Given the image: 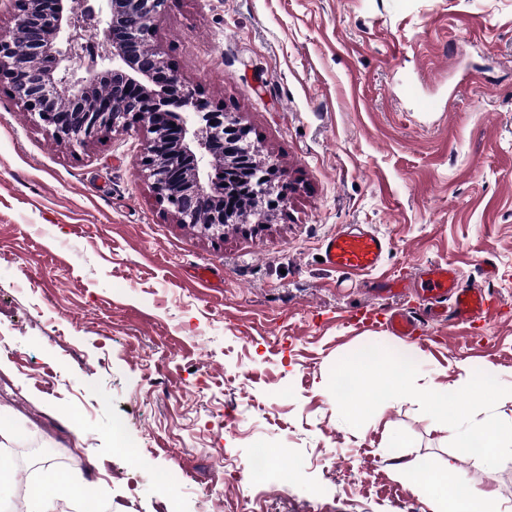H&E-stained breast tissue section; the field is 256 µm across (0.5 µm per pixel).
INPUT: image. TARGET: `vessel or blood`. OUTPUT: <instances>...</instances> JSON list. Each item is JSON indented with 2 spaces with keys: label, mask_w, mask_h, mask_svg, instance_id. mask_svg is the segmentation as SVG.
I'll return each instance as SVG.
<instances>
[{
  "label": "vessel or blood",
  "mask_w": 512,
  "mask_h": 512,
  "mask_svg": "<svg viewBox=\"0 0 512 512\" xmlns=\"http://www.w3.org/2000/svg\"><path fill=\"white\" fill-rule=\"evenodd\" d=\"M388 243L379 234L343 229L324 241V261L332 269L352 275L375 270L383 261ZM421 286L432 303L415 317L403 310L391 311L389 329L400 336L416 335L422 320L441 317V303H449L452 317L461 322L484 318L493 313L491 299L485 292L462 284L459 270L452 265L435 264L422 272Z\"/></svg>",
  "instance_id": "obj_1"
}]
</instances>
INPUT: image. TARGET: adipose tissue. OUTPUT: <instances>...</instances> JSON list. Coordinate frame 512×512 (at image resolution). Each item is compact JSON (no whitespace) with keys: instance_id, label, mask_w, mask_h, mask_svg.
Instances as JSON below:
<instances>
[{"instance_id":"obj_1","label":"adipose tissue","mask_w":512,"mask_h":512,"mask_svg":"<svg viewBox=\"0 0 512 512\" xmlns=\"http://www.w3.org/2000/svg\"><path fill=\"white\" fill-rule=\"evenodd\" d=\"M450 466L414 463L402 468L401 474L419 490L436 498L438 512H471L470 505L481 493L467 480H449ZM86 500L88 485L81 473L62 472L55 467L43 468L38 485L29 496V512H55L57 497Z\"/></svg>"}]
</instances>
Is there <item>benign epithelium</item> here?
I'll use <instances>...</instances> for the list:
<instances>
[{
	"instance_id": "benign-epithelium-1",
	"label": "benign epithelium",
	"mask_w": 512,
	"mask_h": 512,
	"mask_svg": "<svg viewBox=\"0 0 512 512\" xmlns=\"http://www.w3.org/2000/svg\"><path fill=\"white\" fill-rule=\"evenodd\" d=\"M88 0H15L14 27L0 31V84L38 116L56 140L90 139L142 125L150 137L140 158L160 202L178 224L197 223L217 181L208 168L233 151L252 148L249 131L207 101L151 45L153 20L167 0H108V63L85 66L81 18ZM86 68L73 82L69 75ZM233 174L251 176L266 206L278 209L287 185L272 165L253 168L242 155Z\"/></svg>"
}]
</instances>
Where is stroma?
Returning <instances> with one entry per match:
<instances>
[{
	"instance_id": "obj_1",
	"label": "stroma",
	"mask_w": 512,
	"mask_h": 512,
	"mask_svg": "<svg viewBox=\"0 0 512 512\" xmlns=\"http://www.w3.org/2000/svg\"><path fill=\"white\" fill-rule=\"evenodd\" d=\"M154 30L292 189L271 222L213 237L141 175L145 129L61 145L0 87V512L47 464L86 474L107 512H435L400 470L450 459L512 505V459L451 448L411 398L353 428L327 389L370 343L410 351L424 389L488 369L512 385V0H168ZM359 226L391 247L346 276L322 245ZM445 262L498 315L391 333L392 309L425 300L384 280Z\"/></svg>"
}]
</instances>
